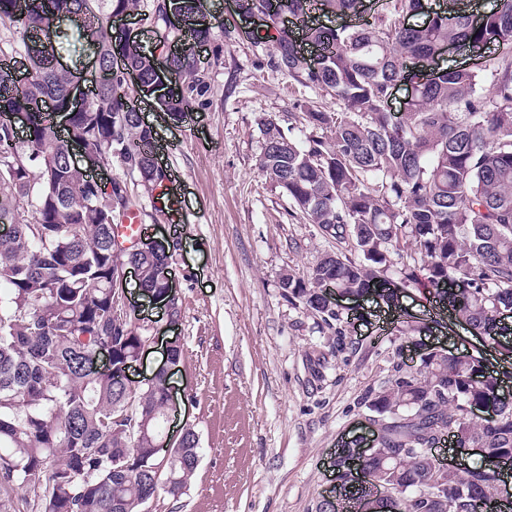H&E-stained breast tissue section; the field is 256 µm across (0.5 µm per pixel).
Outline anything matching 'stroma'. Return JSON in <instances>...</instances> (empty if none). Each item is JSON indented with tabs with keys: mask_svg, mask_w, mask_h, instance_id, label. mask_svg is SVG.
Here are the masks:
<instances>
[{
	"mask_svg": "<svg viewBox=\"0 0 512 512\" xmlns=\"http://www.w3.org/2000/svg\"><path fill=\"white\" fill-rule=\"evenodd\" d=\"M202 3L214 26L212 43L197 50L209 67V106L170 124L141 104L180 221L158 213L144 187L132 188L149 235L182 241L170 271L183 319L168 326L129 274L141 323L157 335L129 377L142 384L163 362L166 342L180 340L184 359L172 378L178 421L200 439L187 494L177 502L158 494L150 510L317 512L335 488L337 448L363 431L362 397L392 377L407 345L441 343L450 331L431 327L438 311L414 289L399 311L374 296L337 297L332 330L284 297L281 274L305 275L336 242L292 217L288 198L261 174L260 123L272 119L303 140L313 130L295 125L297 101L336 105L275 70L270 47L255 44L259 19L239 16L234 0Z\"/></svg>",
	"mask_w": 512,
	"mask_h": 512,
	"instance_id": "35a3bbf8",
	"label": "stroma"
}]
</instances>
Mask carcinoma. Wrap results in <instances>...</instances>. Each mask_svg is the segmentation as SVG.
Here are the masks:
<instances>
[{"instance_id":"1","label":"carcinoma","mask_w":512,"mask_h":512,"mask_svg":"<svg viewBox=\"0 0 512 512\" xmlns=\"http://www.w3.org/2000/svg\"><path fill=\"white\" fill-rule=\"evenodd\" d=\"M248 9L282 4L305 37L321 46L320 71L303 68L288 30L269 17L263 46L288 77L336 100L327 111L312 100L295 120L327 132L300 143L271 119L261 123L259 170L291 201L296 215L338 243L352 241L359 259L327 252L304 276L284 273V297L330 326L338 315L323 297L327 286L351 293L389 279L392 251L409 242L422 255L427 283L446 302L448 316L486 333L505 360L512 343L498 341L499 311L512 309V0H498L473 27L462 0H388L384 14L358 27L309 26L316 12L357 14L361 0H244ZM84 23L71 30V15ZM136 14L152 23V48L131 42L112 17ZM189 20L185 40L209 42L213 27L202 0H0V62L27 60L29 83L15 85L0 69V117L27 119L23 141L0 129V217L17 221L0 237V512H143L160 491L175 501L189 490L200 462L198 434L189 429L172 459L152 448L162 428L164 381L131 391L123 372L143 339L140 324L112 319L117 264L135 266L142 287L163 295L159 276L169 258L158 244L115 254L114 227L138 202L127 195L94 198L67 161L66 143L39 102L55 101L70 115L68 136L117 161L153 191L163 187L146 150L154 142L131 107L132 89L116 65L151 73V56L175 37L168 18ZM54 27L53 39L35 36ZM87 43L108 77L94 105L76 110L67 95L70 74L57 66L74 39ZM482 47L484 68L446 67L424 86L400 125L385 108L390 85L407 56L430 57L442 44ZM184 92L162 98L173 121L192 105H208V69L192 52L172 59ZM26 205V212L20 205ZM121 261H116V257ZM111 352L109 373L87 370L98 345ZM496 417H473V403ZM382 424L381 441L364 468L402 500L404 512H468L473 497L490 499L502 481L498 463L512 460V403L498 400L497 378L479 351L428 353L419 369L361 398ZM131 407L143 430L120 418ZM483 449L461 476L437 470L427 447L436 433ZM349 508L370 489L342 477Z\"/></svg>"}]
</instances>
